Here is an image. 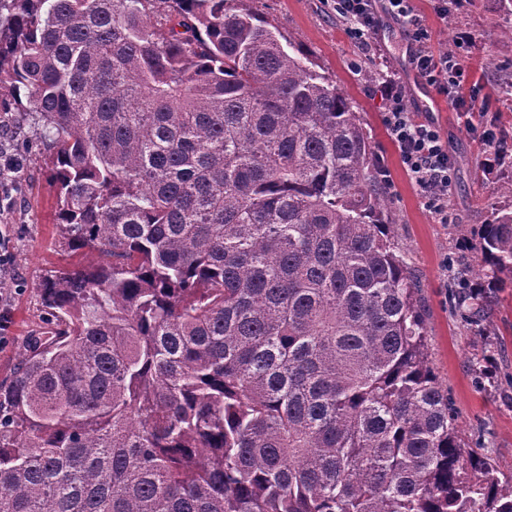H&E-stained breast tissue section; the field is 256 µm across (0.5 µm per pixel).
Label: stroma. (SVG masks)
<instances>
[{"label":"stroma","mask_w":512,"mask_h":512,"mask_svg":"<svg viewBox=\"0 0 512 512\" xmlns=\"http://www.w3.org/2000/svg\"><path fill=\"white\" fill-rule=\"evenodd\" d=\"M245 4L301 46L319 72L332 75L360 113L374 145L396 238L421 289L429 358L457 411L461 439L466 447L491 457L500 471L512 474V288L497 290L468 321L456 307L452 276L443 266L447 258L457 265L471 263L479 253L480 225L492 209L507 203L497 192V174L482 169L486 149L473 128L491 124L512 137V39L506 35L512 12L496 8L493 0H459L448 22L439 16L437 0H414L430 32V48L439 52L456 45L465 68L490 102L488 111L474 112L467 122L447 101L441 110L426 109L407 44L391 19H384L376 47L368 52L349 42L343 23L325 0ZM384 68L398 72L416 119H433L448 137L457 187L448 200L447 223H436L400 165L376 81ZM23 159L15 205L0 216L10 229L14 259V276L4 283L12 303L8 327L0 333V382L11 376L26 342L45 327L38 284L50 270L69 261L48 160L36 150L24 153Z\"/></svg>","instance_id":"obj_1"}]
</instances>
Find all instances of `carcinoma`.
<instances>
[{"instance_id":"1","label":"carcinoma","mask_w":512,"mask_h":512,"mask_svg":"<svg viewBox=\"0 0 512 512\" xmlns=\"http://www.w3.org/2000/svg\"><path fill=\"white\" fill-rule=\"evenodd\" d=\"M243 0H0L73 253L0 383V512H512L461 443L348 95ZM512 198V139L484 159ZM470 267L512 288V206Z\"/></svg>"}]
</instances>
